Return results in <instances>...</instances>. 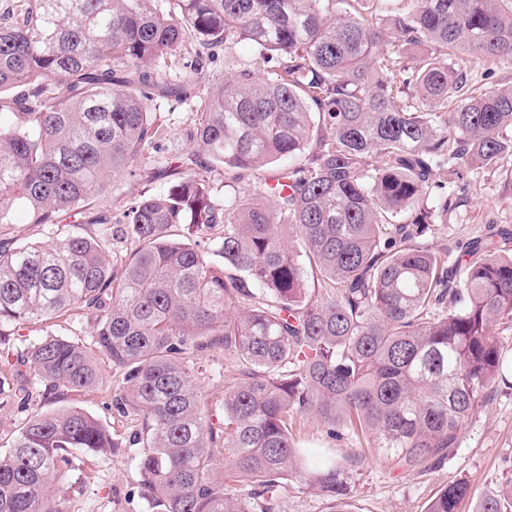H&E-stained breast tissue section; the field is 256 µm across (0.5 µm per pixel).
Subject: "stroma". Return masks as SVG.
Wrapping results in <instances>:
<instances>
[{
  "mask_svg": "<svg viewBox=\"0 0 512 512\" xmlns=\"http://www.w3.org/2000/svg\"><path fill=\"white\" fill-rule=\"evenodd\" d=\"M158 107L168 123L169 135L159 144L157 155L165 164L173 165L192 149L184 135L192 120L191 110L189 105L174 101L159 102ZM439 179L466 204L447 223L434 225L425 238L427 244L461 247L492 236L498 229L512 228V157L492 170L451 167ZM94 323L95 316L88 311L48 323H25L1 339L0 348L20 353L49 333L89 347L93 344ZM97 364L96 383L67 395L64 402L101 421L118 446L109 455H79L67 492L69 512H148L138 492L141 446L136 435L140 422L113 408L116 383L112 363L101 354ZM235 374L234 364L225 360L220 349L209 351L196 366L201 391L216 421L224 419V382ZM293 433L301 447L339 459L357 445L352 438H333L326 425L312 417L298 420ZM460 479L467 480L471 489L460 512H474L484 497L512 492V389L501 385L486 393L467 423L459 447L452 449L445 465L438 469L411 473L392 459L368 456L358 469L354 505L357 512H425L446 484Z\"/></svg>",
  "mask_w": 512,
  "mask_h": 512,
  "instance_id": "1",
  "label": "stroma"
}]
</instances>
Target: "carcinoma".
I'll return each instance as SVG.
<instances>
[{"mask_svg": "<svg viewBox=\"0 0 512 512\" xmlns=\"http://www.w3.org/2000/svg\"><path fill=\"white\" fill-rule=\"evenodd\" d=\"M24 0L0 22V225L15 211L46 240L0 233V337L25 322L95 314L113 403L141 420L149 512H281L297 483L354 512V472L375 450L410 471L445 464L483 393L512 378V246L451 256L423 237L461 198L452 166L512 156V86L477 92L458 68L512 62V0ZM246 42L234 74L215 51ZM194 99L181 165L152 166L157 100ZM278 162L288 189L212 192ZM168 187L112 225L110 181L147 168ZM99 226L71 230L64 217ZM135 249L112 256L111 240ZM216 241L220 260L190 236ZM237 373L212 423L195 364ZM0 372V410L97 381L87 347L48 335ZM355 435L340 463L297 446L295 418ZM110 431L77 406L40 410L0 453V512H68L79 452ZM453 482L426 512H459ZM476 512H512L507 498Z\"/></svg>", "mask_w": 512, "mask_h": 512, "instance_id": "carcinoma-1", "label": "carcinoma"}]
</instances>
